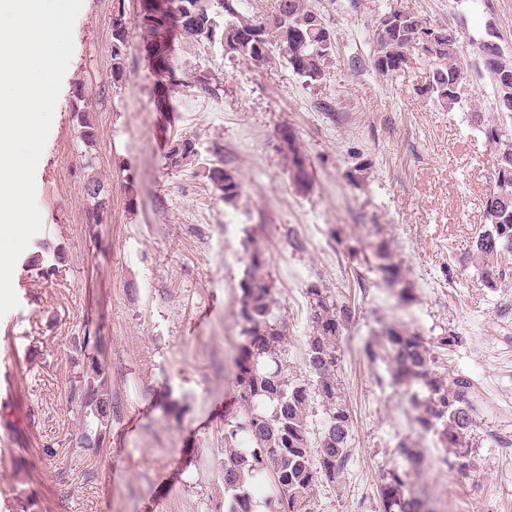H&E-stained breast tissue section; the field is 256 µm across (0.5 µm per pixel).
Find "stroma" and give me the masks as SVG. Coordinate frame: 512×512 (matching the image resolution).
Instances as JSON below:
<instances>
[{
    "label": "stroma",
    "mask_w": 512,
    "mask_h": 512,
    "mask_svg": "<svg viewBox=\"0 0 512 512\" xmlns=\"http://www.w3.org/2000/svg\"><path fill=\"white\" fill-rule=\"evenodd\" d=\"M394 0H310L336 33L321 83L305 82L278 53L256 63L182 39L174 56L185 85L166 106L137 29L140 0H83L73 28L45 149L35 171L42 229L31 245L62 248L53 274L19 255L16 308L0 317V512L17 494L41 512H224V417L234 408L241 342L238 284L260 252L288 324V368L304 374L310 310L320 282L356 308L343 332L341 380L353 418V462L316 499V512H378L377 485L398 463L399 440L417 443L408 483L430 512H512V277L484 287L464 269L483 225L493 148L459 111L424 94L421 50L393 77L367 58L379 16ZM131 37L112 56V22ZM85 113L93 141L80 139ZM289 132L304 151L310 186L298 190L279 151ZM190 135L195 163L171 166L174 135ZM222 146L242 182L224 201L207 176ZM100 183L101 221L85 188ZM302 249H293L289 236ZM384 242L401 284L382 281ZM412 294L401 304L399 288ZM396 325L432 339L457 335L440 368L479 395L471 467L443 465L445 449L420 433L402 391L379 385L360 348ZM116 405L102 447L75 443L82 419L71 386L83 370L72 349L85 329ZM176 404L177 416L164 407Z\"/></svg>",
    "instance_id": "obj_1"
}]
</instances>
